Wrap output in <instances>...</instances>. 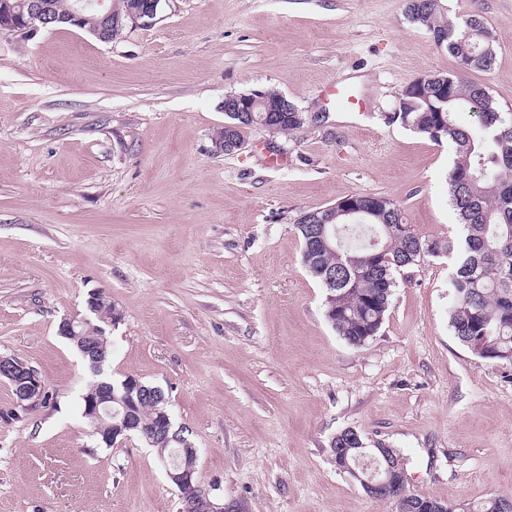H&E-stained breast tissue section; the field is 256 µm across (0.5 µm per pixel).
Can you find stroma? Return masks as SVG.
<instances>
[{
	"label": "stroma",
	"mask_w": 512,
	"mask_h": 512,
	"mask_svg": "<svg viewBox=\"0 0 512 512\" xmlns=\"http://www.w3.org/2000/svg\"><path fill=\"white\" fill-rule=\"evenodd\" d=\"M497 40L486 83L512 113V0H442ZM406 0H168L104 43L83 31L0 36V355L36 368L45 399L0 379V512H178L156 450L106 448L80 398L94 375L58 333L102 292L106 370L160 387L199 451L198 478L249 512H396L339 472L352 427L397 449L407 489L463 508L512 501V363L448 325L447 258L397 274L366 345L325 318L302 263L301 212L356 193L392 199L423 238L458 229L452 152L385 115L453 59ZM359 111L336 105L331 85ZM273 90L322 113L294 134L255 125L216 152L224 98Z\"/></svg>",
	"instance_id": "1"
}]
</instances>
